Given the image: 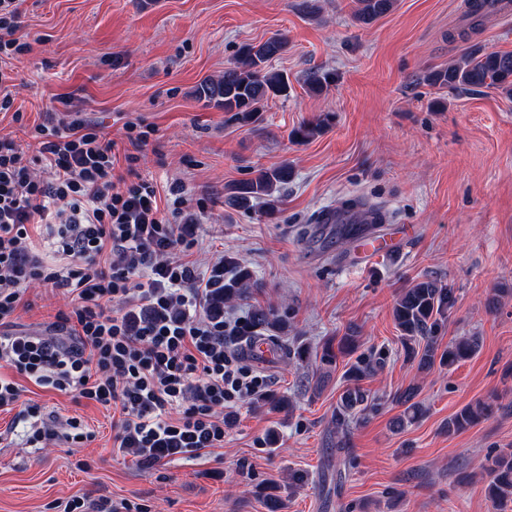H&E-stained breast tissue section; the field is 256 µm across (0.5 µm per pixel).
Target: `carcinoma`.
I'll list each match as a JSON object with an SVG mask.
<instances>
[{
  "instance_id": "cac0c4a2",
  "label": "carcinoma",
  "mask_w": 512,
  "mask_h": 512,
  "mask_svg": "<svg viewBox=\"0 0 512 512\" xmlns=\"http://www.w3.org/2000/svg\"><path fill=\"white\" fill-rule=\"evenodd\" d=\"M467 17L470 28L482 24L488 14L484 9L486 0H468ZM395 0H358L354 20L369 25L388 14ZM288 42L272 36L259 43H243L238 46L232 66L224 69V75L215 80L199 84L196 97L207 105L221 108L242 125L259 121L261 104L269 98L288 96L291 85L288 77L268 68V62L287 50ZM417 81L431 87L449 89H478L494 87L501 94L512 98V52L490 51L482 54H466L460 59L424 72ZM325 122L319 119L307 122L294 129L291 136L301 143L321 133ZM293 176V169L282 164L273 168H261L251 172L250 177L239 180L225 188V203L231 208L249 210L256 200H264L266 214L270 217L280 212V191ZM256 285L250 270L230 258L224 259V286L212 297L214 308L241 298L247 289ZM455 304L453 289L442 282L425 277L413 281L398 293L393 319L400 332V343L404 354L417 363L420 370H431L435 366L451 367L472 357L478 351V340L474 336H463L448 342V347L439 349L438 335L444 327L450 309ZM286 327V321L278 314L256 309L247 324L246 333L261 337L268 332H278ZM357 337L342 336L328 340L322 347L321 364L332 366L341 356L355 351ZM382 367L381 359L357 360L345 371L346 388L336 404L334 423L336 433L342 434L349 422L358 414L373 407L361 382L373 376ZM419 386L410 385L396 393L393 401L404 407L397 418L398 424L411 423L422 415V408L415 401ZM494 402L478 401L461 408L448 419V434L452 435L478 423L491 414ZM488 480L485 487L487 498L493 508L500 509L512 502V449L500 450L488 456L485 467Z\"/></svg>"
}]
</instances>
